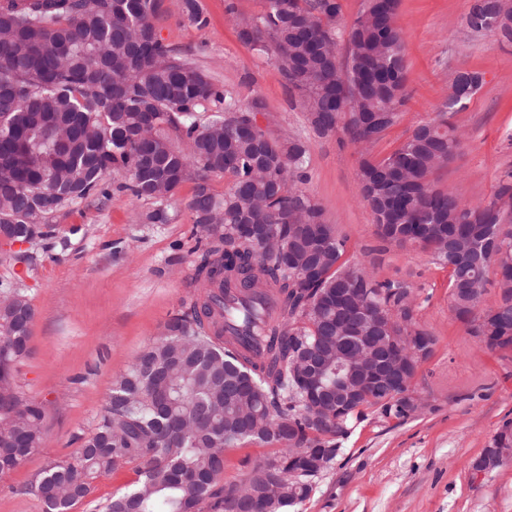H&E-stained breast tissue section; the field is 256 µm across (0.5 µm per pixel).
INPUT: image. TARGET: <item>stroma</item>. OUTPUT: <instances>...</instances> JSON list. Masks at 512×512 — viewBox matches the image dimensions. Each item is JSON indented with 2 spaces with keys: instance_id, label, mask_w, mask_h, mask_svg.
I'll return each instance as SVG.
<instances>
[{
  "instance_id": "obj_1",
  "label": "stroma",
  "mask_w": 512,
  "mask_h": 512,
  "mask_svg": "<svg viewBox=\"0 0 512 512\" xmlns=\"http://www.w3.org/2000/svg\"><path fill=\"white\" fill-rule=\"evenodd\" d=\"M199 2L208 24L197 29L180 26V0H163L161 37L237 101L259 102L273 137L305 142L302 188L321 205L326 223L347 238V258L376 280L410 284L417 325L434 338L412 381L423 408L405 419L366 409L335 462L291 512H512V458L477 476L471 471L512 422V346L486 349L456 319L448 271L427 251L379 238L361 198L357 172L364 152L341 131L315 136L279 65L243 43L232 25V13L260 14L262 0ZM471 2L400 0L408 100L398 122L366 153L387 156L418 124L436 117L453 71L478 70L481 89L453 117L463 145L438 186L479 204L512 171V44L467 28ZM105 182L109 198L61 208L53 218L54 238L25 244L26 261H0V289H17L35 310L30 356L19 380L46 409L40 447L21 468L0 477V512H42L32 488L44 468L79 447L113 381L197 294L200 229L188 208L192 183L169 199V223L145 224L139 216L151 203L120 190L118 175ZM273 451L249 442L226 449L223 483H240Z\"/></svg>"
}]
</instances>
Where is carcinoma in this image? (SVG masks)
<instances>
[{
    "label": "carcinoma",
    "instance_id": "obj_1",
    "mask_svg": "<svg viewBox=\"0 0 512 512\" xmlns=\"http://www.w3.org/2000/svg\"><path fill=\"white\" fill-rule=\"evenodd\" d=\"M398 6L364 0L343 58L341 0H264L260 15L234 19L245 44L272 52L314 135L341 129L367 147L397 123L405 102ZM163 13L162 0H0V233L9 238L0 260H18L17 244L52 237L50 220L65 204L108 196L112 173L133 198L152 202L140 217L150 224L168 223V200L194 182L189 209L206 240L195 248L199 291L190 311L115 380L93 431L43 471L34 491L42 512H70L97 479L136 462L134 487L112 495L103 512H230L236 492L238 512L254 499L267 512H288L309 496L314 475H297L293 497L286 468L274 497L256 467L242 484L222 485L224 451L283 441L266 460L286 462L290 448H338L368 408L409 417L415 355L401 384L364 387L339 422L304 413L301 351H329L342 323L355 319L336 307V293L368 303L362 335L412 337L393 344L396 355L434 340L417 326L410 285L377 281L345 259L347 239L299 187L305 144L260 128L258 102L235 100L166 43L157 27ZM496 13L487 18L477 4L466 24L512 44V0H499ZM180 23L207 25L199 0H181ZM470 74L437 119L384 158H362L358 178L376 225L392 229L380 238L417 244L448 268L452 311L497 348L512 345V173L486 204H465L435 185L460 149L450 115L482 84L480 72ZM222 175L232 182L219 198L210 181ZM239 224L257 226L292 260L261 253ZM495 264L500 302L475 317ZM34 315L19 291L0 293V474L22 465L44 433L45 409L19 382Z\"/></svg>",
    "mask_w": 512,
    "mask_h": 512
}]
</instances>
